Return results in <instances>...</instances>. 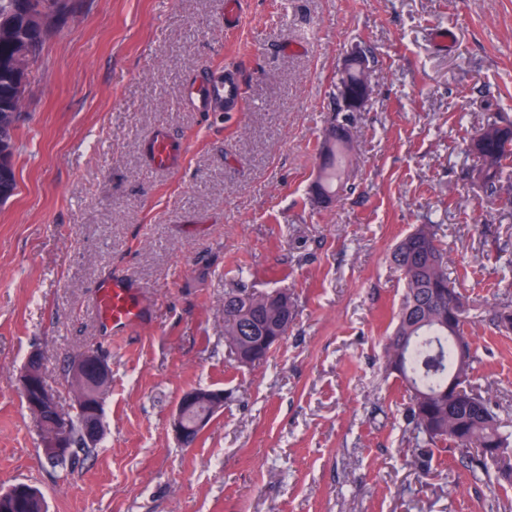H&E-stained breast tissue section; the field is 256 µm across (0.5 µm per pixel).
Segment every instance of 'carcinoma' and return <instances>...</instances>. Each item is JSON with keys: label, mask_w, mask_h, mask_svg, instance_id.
<instances>
[{"label": "carcinoma", "mask_w": 512, "mask_h": 512, "mask_svg": "<svg viewBox=\"0 0 512 512\" xmlns=\"http://www.w3.org/2000/svg\"><path fill=\"white\" fill-rule=\"evenodd\" d=\"M75 13L69 0H0V195L11 198L17 183L13 158L21 128V105L33 69L50 33L68 24ZM345 128L327 133L325 161L317 183L318 197H335L345 172ZM479 161L476 176L488 202L495 203L499 174L512 155V123L484 126L470 145ZM391 262L405 281L396 324L385 348L384 370L407 387L403 416L415 446L447 444L468 453L472 472L495 468L496 480L512 485V431L493 411L488 398L470 384L476 355L467 333L470 305L450 282V258L430 224L404 237ZM296 317L288 290L240 289L224 296V340L243 365L265 361L287 335ZM483 321L512 332V306L493 305ZM84 414L69 418V452L48 460L64 468L90 455L96 446L85 439ZM0 512H47L43 494L21 483L0 493Z\"/></svg>", "instance_id": "obj_1"}]
</instances>
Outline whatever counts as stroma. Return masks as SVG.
I'll list each match as a JSON object with an SVG mask.
<instances>
[{
	"label": "stroma",
	"instance_id": "stroma-1",
	"mask_svg": "<svg viewBox=\"0 0 512 512\" xmlns=\"http://www.w3.org/2000/svg\"><path fill=\"white\" fill-rule=\"evenodd\" d=\"M84 0L48 37L28 88L15 195L0 204V492L25 482L48 512H512L461 454L413 455L404 387L384 345L404 282L390 253L434 225L467 297L472 381L512 427V164L499 202L475 182L471 139L512 121V0ZM448 28L450 46L437 45ZM366 51L372 93L337 109ZM231 72L239 111H196L192 88ZM345 124L348 183L312 192L326 132ZM165 127L172 172L146 143ZM126 279L144 327L105 340L101 280ZM285 288L298 314L255 366L224 340V297ZM112 369L97 450L51 468L19 376L39 351L65 410L69 358ZM205 386L224 408L189 444L169 421ZM483 320L499 331L512 332V305H493L484 312Z\"/></svg>",
	"mask_w": 512,
	"mask_h": 512
}]
</instances>
